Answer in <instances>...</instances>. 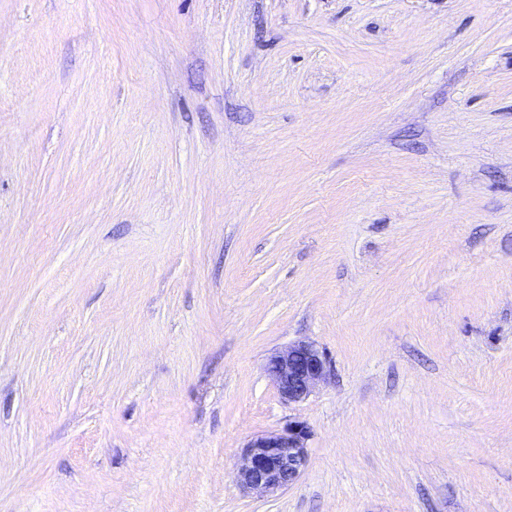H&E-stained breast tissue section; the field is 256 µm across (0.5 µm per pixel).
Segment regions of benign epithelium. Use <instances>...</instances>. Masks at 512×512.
Returning <instances> with one entry per match:
<instances>
[{
	"instance_id": "benign-epithelium-1",
	"label": "benign epithelium",
	"mask_w": 512,
	"mask_h": 512,
	"mask_svg": "<svg viewBox=\"0 0 512 512\" xmlns=\"http://www.w3.org/2000/svg\"><path fill=\"white\" fill-rule=\"evenodd\" d=\"M267 372L281 399L299 404L331 375V363L315 343L300 340L275 353L267 363ZM309 435L307 423L294 419L278 431L252 438L237 468L242 492L266 495L295 483L307 461Z\"/></svg>"
}]
</instances>
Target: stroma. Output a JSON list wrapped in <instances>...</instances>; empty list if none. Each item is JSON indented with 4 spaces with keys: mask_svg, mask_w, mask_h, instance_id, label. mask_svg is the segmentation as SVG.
<instances>
[{
    "mask_svg": "<svg viewBox=\"0 0 512 512\" xmlns=\"http://www.w3.org/2000/svg\"><path fill=\"white\" fill-rule=\"evenodd\" d=\"M0 512H512V0H0ZM327 355L314 342L300 340L275 353L267 363L281 399L288 404L304 402L316 386L331 375ZM309 435L307 423L294 419L278 431L252 438L237 468L242 492L266 495L295 483L307 461Z\"/></svg>",
    "mask_w": 512,
    "mask_h": 512,
    "instance_id": "1",
    "label": "stroma"
}]
</instances>
